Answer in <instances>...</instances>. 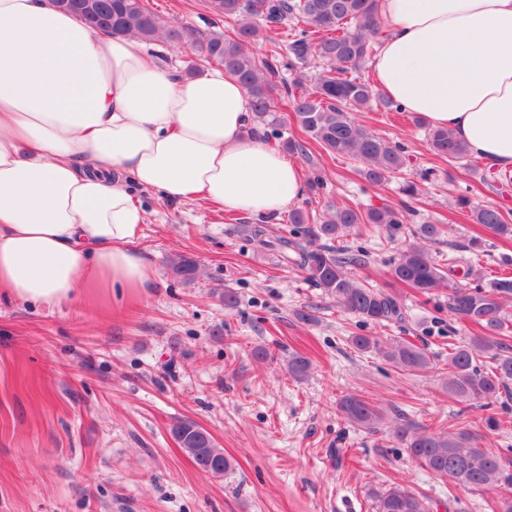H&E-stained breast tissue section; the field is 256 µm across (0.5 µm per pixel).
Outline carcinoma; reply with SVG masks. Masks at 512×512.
I'll use <instances>...</instances> for the list:
<instances>
[{
  "label": "carcinoma",
  "mask_w": 512,
  "mask_h": 512,
  "mask_svg": "<svg viewBox=\"0 0 512 512\" xmlns=\"http://www.w3.org/2000/svg\"><path fill=\"white\" fill-rule=\"evenodd\" d=\"M73 13L88 24L114 36L134 35L144 42L173 41L190 47L199 56L224 66L245 87L248 111L253 120L265 125L276 123L274 98L282 93L291 97L293 111L301 129L321 148L363 164L361 175L367 183L383 185L406 164L404 147L377 136L356 124L350 112L372 104L400 111L383 98L373 84L348 76L373 52V38L381 23L375 15L373 0H209L212 12L234 24L230 37L212 34L204 40L185 29L168 28L142 0H69ZM303 22L306 28L288 43V66L306 65L310 59L322 60L326 68L314 75L311 89L301 81L288 82L273 61L258 60L250 52L261 34L288 23ZM427 139L432 151L448 161L468 156L466 146L446 129L430 128ZM474 223L493 235L512 240V214L490 207L470 209ZM293 227L288 235L264 244L277 249L283 258L305 270L308 280L334 298L345 312L364 323L386 325L403 320L397 298L367 281L350 276L348 269L364 262V254L336 246L343 234L362 224H384L389 228L403 223L399 211L371 208L362 212L353 207H338L319 224L310 223L302 211L291 214ZM442 233L439 224H420L413 236L417 242L398 249L394 276L400 282L430 295L447 280L444 267L431 256L424 243L434 242ZM512 298V278L503 277L490 286L448 283V313L456 320L475 325L481 334L460 345L448 347V393L463 402L475 401L487 407L512 384V346L509 326L512 319L503 310ZM351 344L359 351H374L393 367L411 373L431 368L426 349L391 338L355 335ZM308 358L294 354L288 359V373L305 377L310 370ZM340 408L353 423L372 429L381 420L375 405L355 396L345 397ZM180 446L203 471L216 458L222 472L231 469L224 450L215 447L211 437L189 420L172 428ZM396 434L405 442L411 459L424 471L438 476L455 488L480 491L491 486L502 489L501 512H512V473L502 459L478 442L468 429L453 434L418 430L405 426ZM375 512H430L426 497L400 484L369 490Z\"/></svg>",
  "instance_id": "1"
}]
</instances>
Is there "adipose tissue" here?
Here are the masks:
<instances>
[{
	"label": "adipose tissue",
	"instance_id": "ef3b65f1",
	"mask_svg": "<svg viewBox=\"0 0 512 512\" xmlns=\"http://www.w3.org/2000/svg\"><path fill=\"white\" fill-rule=\"evenodd\" d=\"M378 88L512 172V0H374ZM244 87L215 64L185 79L139 40L49 0H0V291L55 306L91 288L138 294L139 191L280 214L296 163L248 128Z\"/></svg>",
	"mask_w": 512,
	"mask_h": 512
}]
</instances>
